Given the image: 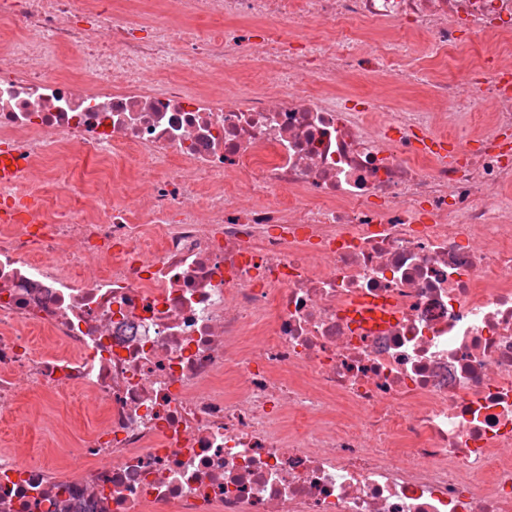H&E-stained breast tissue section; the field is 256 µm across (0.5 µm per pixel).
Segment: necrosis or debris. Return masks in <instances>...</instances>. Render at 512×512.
Listing matches in <instances>:
<instances>
[{
	"mask_svg": "<svg viewBox=\"0 0 512 512\" xmlns=\"http://www.w3.org/2000/svg\"><path fill=\"white\" fill-rule=\"evenodd\" d=\"M154 6L0 0V512H512V0ZM26 416H35L44 422V430L27 432L14 422H0V449L21 450L23 448H69L74 434L83 430L87 423L97 417L93 403L80 395H74L68 405H56L38 395H27L14 418L21 422Z\"/></svg>",
	"mask_w": 512,
	"mask_h": 512,
	"instance_id": "1",
	"label": "necrosis or debris"
}]
</instances>
